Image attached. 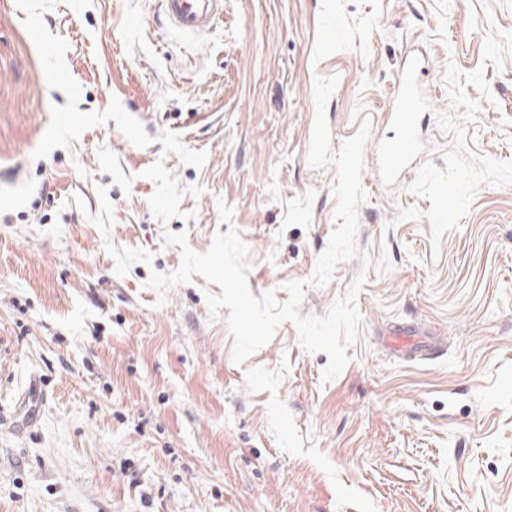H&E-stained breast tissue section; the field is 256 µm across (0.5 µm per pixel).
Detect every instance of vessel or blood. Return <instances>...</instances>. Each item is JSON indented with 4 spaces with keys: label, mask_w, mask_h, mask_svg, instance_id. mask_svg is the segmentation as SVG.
<instances>
[{
    "label": "vessel or blood",
    "mask_w": 512,
    "mask_h": 512,
    "mask_svg": "<svg viewBox=\"0 0 512 512\" xmlns=\"http://www.w3.org/2000/svg\"><path fill=\"white\" fill-rule=\"evenodd\" d=\"M168 20L173 28L188 36L209 31L224 8L223 0H164ZM423 69L420 58L406 59L391 107V118L398 133L384 142L378 160L381 168L392 176H409L419 148V135L413 115L425 104L418 74ZM385 344L400 354H411L420 348L413 331L395 328L388 332Z\"/></svg>",
    "instance_id": "obj_1"
}]
</instances>
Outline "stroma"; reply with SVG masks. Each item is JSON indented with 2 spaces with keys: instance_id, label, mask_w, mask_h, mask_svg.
<instances>
[{
  "instance_id": "obj_1",
  "label": "stroma",
  "mask_w": 512,
  "mask_h": 512,
  "mask_svg": "<svg viewBox=\"0 0 512 512\" xmlns=\"http://www.w3.org/2000/svg\"><path fill=\"white\" fill-rule=\"evenodd\" d=\"M16 0H0V512H512V0H224L199 38L162 0H57L47 30L68 44L78 108L128 104L147 134L179 132L202 167L125 141L115 121L46 158L32 154L65 94L49 88ZM425 58L427 111L414 177L375 166L404 58ZM338 75L333 145L371 133L358 244L301 314L324 315L359 272L364 342L322 382L324 353L291 323L243 364L201 276L167 296L150 270L180 263L164 230L206 251L236 227L253 295L308 279L334 228L333 174L307 162L315 75ZM107 147L133 182L101 172ZM164 161L191 221L162 225ZM109 234L90 222L96 185ZM459 210L445 214V196ZM83 207H76V200ZM234 209L222 223L217 207ZM152 266L114 273L107 244ZM405 323L435 344L414 359L381 334ZM39 379L37 427L13 431Z\"/></svg>"
}]
</instances>
